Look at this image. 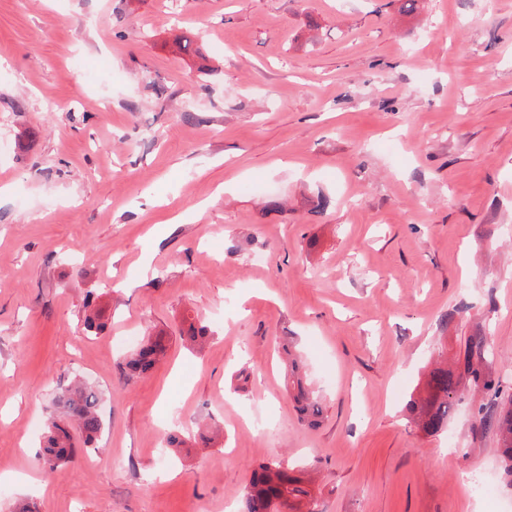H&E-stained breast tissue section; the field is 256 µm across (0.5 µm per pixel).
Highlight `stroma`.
I'll return each mask as SVG.
<instances>
[{"mask_svg": "<svg viewBox=\"0 0 512 512\" xmlns=\"http://www.w3.org/2000/svg\"><path fill=\"white\" fill-rule=\"evenodd\" d=\"M403 3L0 0V512L239 510L269 461L297 512H512L482 391L435 435L407 411L468 337L512 368V0ZM131 329L167 340L144 377ZM77 377L104 428L50 473ZM295 372L296 371L293 369V365L290 375H288V370L286 372L287 390L289 388L290 394L297 403L301 419L307 423L316 422L322 415V405L317 397H314L308 390L305 389L301 379L296 376Z\"/></svg>", "mask_w": 512, "mask_h": 512, "instance_id": "stroma-1", "label": "stroma"}]
</instances>
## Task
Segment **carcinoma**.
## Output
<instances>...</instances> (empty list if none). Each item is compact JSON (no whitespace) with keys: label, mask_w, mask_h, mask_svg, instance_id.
Returning <instances> with one entry per match:
<instances>
[{"label":"carcinoma","mask_w":512,"mask_h":512,"mask_svg":"<svg viewBox=\"0 0 512 512\" xmlns=\"http://www.w3.org/2000/svg\"><path fill=\"white\" fill-rule=\"evenodd\" d=\"M83 326L96 335L104 330L100 311L86 310ZM466 348L464 361L459 364L460 374L442 366L429 371L424 394L410 400L411 420L425 434H436L448 425L451 413L462 402L464 386L483 390L491 396V403L480 423L494 428L504 475L512 482V394L508 393L512 380L506 373L485 365L484 343L480 337H471ZM166 351L162 337L147 338L127 362L130 373L140 376L152 372ZM286 385L301 419L307 423L317 421L323 412L319 399L305 389L294 372L287 376ZM101 399L98 387L82 381L70 383L55 395L54 409L47 421L43 454L46 468L53 471L70 461L75 447L73 432H78L85 446L94 444L103 427L99 413ZM308 495L301 478L288 472L282 463H260L251 469L243 512H290Z\"/></svg>","instance_id":"carcinoma-1"}]
</instances>
